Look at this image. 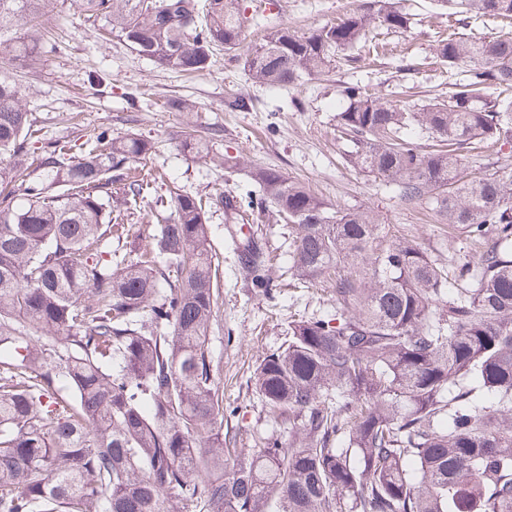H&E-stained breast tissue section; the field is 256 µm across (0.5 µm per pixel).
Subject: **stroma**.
Masks as SVG:
<instances>
[{"mask_svg": "<svg viewBox=\"0 0 512 512\" xmlns=\"http://www.w3.org/2000/svg\"><path fill=\"white\" fill-rule=\"evenodd\" d=\"M365 0H242L247 45L261 41L274 27L308 32L360 9ZM415 24L389 35V55L360 59L355 68L288 89L253 84L242 60L217 53L210 69L186 76L156 67L123 42L100 41L96 26L76 12L72 0H53L46 23L59 46L46 50L33 70L16 72L29 90L27 106L45 138L76 141L103 127L132 131L153 142L155 166L181 186L205 191H233L245 185V172L225 175L222 167L194 162L176 148L186 126L199 133L221 129L216 156L243 154L249 165L272 167L308 186L327 202L367 206L387 228L417 238L425 247L457 259L468 254L463 238L420 203L400 200L374 177L354 171L344 159L343 143L334 133L336 114L344 106L343 84L353 80L388 102L421 103L422 93L441 81L440 72L423 65L431 52V34L446 25L438 0H404ZM95 71L112 84L108 94L93 93L86 81ZM192 111H185V104ZM211 244L224 270L219 313L210 330V350L219 366L224 392V432L231 447H251L266 428L265 415L250 377L260 360L285 339L288 322L331 305L326 292L284 288L274 298L256 295L235 270L233 237L237 223L223 213L209 219Z\"/></svg>", "mask_w": 512, "mask_h": 512, "instance_id": "stroma-1", "label": "stroma"}]
</instances>
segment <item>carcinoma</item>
Listing matches in <instances>:
<instances>
[{
  "label": "carcinoma",
  "instance_id": "cac0c4a2",
  "mask_svg": "<svg viewBox=\"0 0 512 512\" xmlns=\"http://www.w3.org/2000/svg\"><path fill=\"white\" fill-rule=\"evenodd\" d=\"M73 2L166 70L206 71L245 40L240 0ZM441 2L456 16L433 44L448 94L410 109L349 83L336 130L350 167L465 237L462 263L241 155L224 171L248 170L251 189L161 194L154 145L134 132L41 141L11 69L40 59L50 0H0V512H512V168L473 174L463 154L512 143V35L459 31L464 14L511 24L512 0ZM412 25L375 0L310 32L269 30L243 70L291 87ZM177 148L214 159L195 130ZM145 206L157 227L130 248L122 222ZM213 211L288 222L292 286L334 298L288 322L253 372L288 439L234 453L208 346ZM236 257L259 295L279 287L253 232Z\"/></svg>",
  "mask_w": 512,
  "mask_h": 512
}]
</instances>
